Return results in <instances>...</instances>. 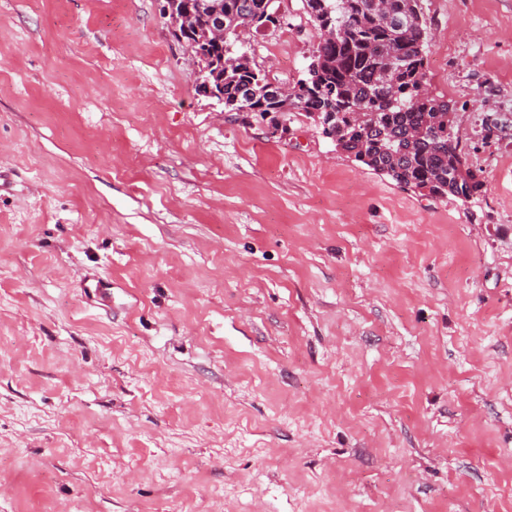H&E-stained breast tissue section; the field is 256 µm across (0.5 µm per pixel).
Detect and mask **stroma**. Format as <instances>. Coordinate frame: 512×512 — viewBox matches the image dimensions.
<instances>
[{
    "instance_id": "stroma-1",
    "label": "stroma",
    "mask_w": 512,
    "mask_h": 512,
    "mask_svg": "<svg viewBox=\"0 0 512 512\" xmlns=\"http://www.w3.org/2000/svg\"><path fill=\"white\" fill-rule=\"evenodd\" d=\"M162 4L0 0V512H512V0H423L467 205L197 94Z\"/></svg>"
}]
</instances>
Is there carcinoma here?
<instances>
[{
  "mask_svg": "<svg viewBox=\"0 0 512 512\" xmlns=\"http://www.w3.org/2000/svg\"><path fill=\"white\" fill-rule=\"evenodd\" d=\"M303 0L316 33L305 76L282 96L269 72L234 51L240 28L270 20L280 0H172L173 37L193 55L200 79L223 95L224 111L305 113L336 149L405 189L470 203L483 185L455 130L452 108L426 78L430 38L421 0ZM224 14L225 39L212 41L209 6Z\"/></svg>",
  "mask_w": 512,
  "mask_h": 512,
  "instance_id": "cac0c4a2",
  "label": "carcinoma"
}]
</instances>
